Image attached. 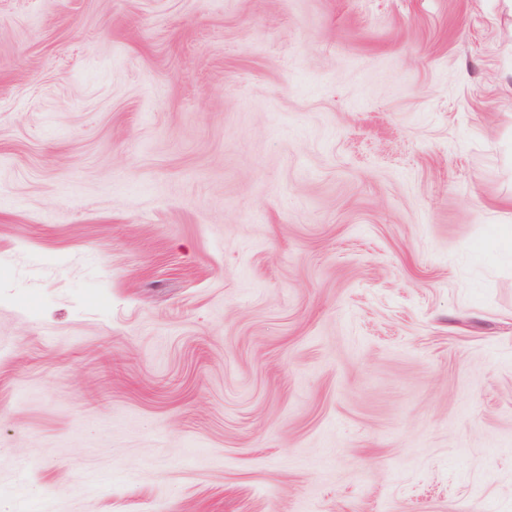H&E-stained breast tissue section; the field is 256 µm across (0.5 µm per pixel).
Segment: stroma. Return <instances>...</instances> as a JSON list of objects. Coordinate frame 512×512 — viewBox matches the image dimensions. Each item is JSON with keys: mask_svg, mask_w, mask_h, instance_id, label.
Masks as SVG:
<instances>
[{"mask_svg": "<svg viewBox=\"0 0 512 512\" xmlns=\"http://www.w3.org/2000/svg\"><path fill=\"white\" fill-rule=\"evenodd\" d=\"M509 229L506 0H0V512H512Z\"/></svg>", "mask_w": 512, "mask_h": 512, "instance_id": "1", "label": "stroma"}]
</instances>
